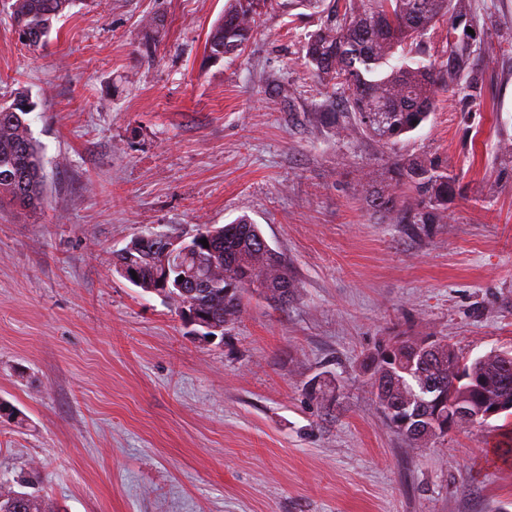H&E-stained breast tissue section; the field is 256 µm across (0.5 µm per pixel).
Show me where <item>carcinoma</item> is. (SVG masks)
I'll return each instance as SVG.
<instances>
[{"label": "carcinoma", "instance_id": "cac0c4a2", "mask_svg": "<svg viewBox=\"0 0 512 512\" xmlns=\"http://www.w3.org/2000/svg\"><path fill=\"white\" fill-rule=\"evenodd\" d=\"M267 0H228L224 15L208 35L209 58L220 60L239 54L253 36L259 9ZM298 8L320 15L317 30L305 41L306 63L312 75L331 87L340 106H323L320 116L337 136L357 129L377 143L394 145L419 127L433 112L441 91L480 90L479 77L470 69L473 36L468 0H291ZM73 0H15L12 17L19 41L32 48L42 46L50 35L53 20ZM439 21L450 25V54L442 66L427 60L424 49L428 32ZM32 103L17 96L0 106V200L35 209L43 203V163L34 140L28 115ZM393 187L366 196L378 212H403L408 224H439L448 211V197L456 191V178L448 163L437 158H412L389 165ZM258 225L247 218L224 225L214 237L209 252L191 251L180 258L182 271L170 270L171 277L185 280L171 288L170 301L184 308L196 304L220 323H235L243 313L242 294L251 290L288 308L294 297V280L288 261L273 254ZM160 242L146 246L137 242L123 249L118 262L135 269L147 291L161 274L157 251ZM424 340H401L395 348L409 351L406 358L388 362L379 354L372 359L373 373L389 365L393 375L371 381L375 403L387 422H393L390 408L403 403L407 374L413 365L420 380L435 387L433 397H417L404 413L413 417L403 433L412 445L444 436L441 426L448 422V405L439 397L463 383L448 363L457 352L434 340L435 351L421 347ZM467 374L484 380V392L470 400L473 415L466 427L486 422L481 406L495 402L501 383L512 382V358L493 351L463 363ZM0 512H46L33 496L0 484Z\"/></svg>", "mask_w": 512, "mask_h": 512}]
</instances>
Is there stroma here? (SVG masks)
I'll list each match as a JSON object with an SVG mask.
<instances>
[{"mask_svg": "<svg viewBox=\"0 0 512 512\" xmlns=\"http://www.w3.org/2000/svg\"><path fill=\"white\" fill-rule=\"evenodd\" d=\"M226 2L76 0L31 50L0 0V104L34 103L47 172L41 208L0 204V482L51 512H512V415L413 448L368 386L401 336L512 350V0H470L480 97L439 93L390 148L322 124L310 11L269 0L209 59ZM434 156L445 222L367 206L388 159ZM244 215L288 259L287 310L247 294L208 341L115 269Z\"/></svg>", "mask_w": 512, "mask_h": 512, "instance_id": "obj_1", "label": "stroma"}]
</instances>
